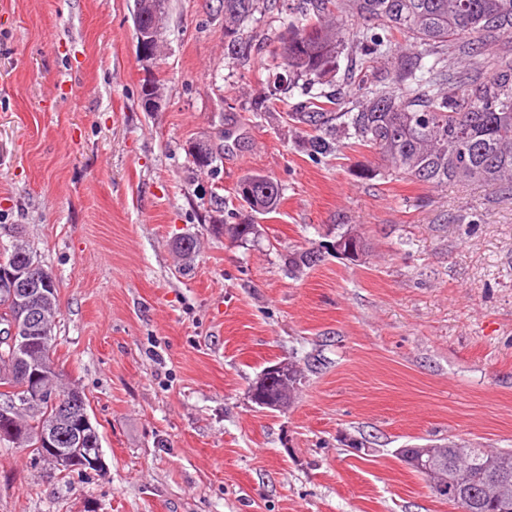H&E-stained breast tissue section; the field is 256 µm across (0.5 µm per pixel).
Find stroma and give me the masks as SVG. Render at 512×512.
<instances>
[{"label": "stroma", "instance_id": "stroma-1", "mask_svg": "<svg viewBox=\"0 0 512 512\" xmlns=\"http://www.w3.org/2000/svg\"><path fill=\"white\" fill-rule=\"evenodd\" d=\"M134 0H0V244L21 234L59 294L57 372L83 391L102 471L61 478L0 446V512H457L395 454L425 442L512 449V194L427 186L285 111L270 9L224 41L219 0H166L144 111ZM355 53L323 92L349 111ZM222 146L196 171L191 142ZM281 183L254 242H230L239 180ZM355 226L367 252L330 249ZM199 250L191 263L174 246ZM320 252L301 271L291 254ZM306 366L285 411L267 366ZM291 362H279L266 367L251 389V398L264 409H288L299 377Z\"/></svg>", "mask_w": 512, "mask_h": 512}]
</instances>
